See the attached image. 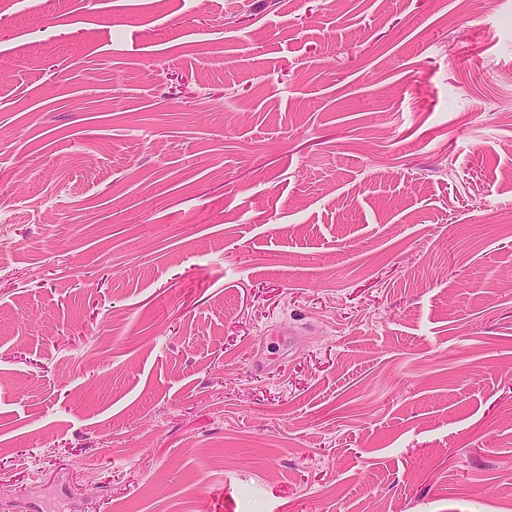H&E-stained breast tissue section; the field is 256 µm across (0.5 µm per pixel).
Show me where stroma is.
Instances as JSON below:
<instances>
[{
  "mask_svg": "<svg viewBox=\"0 0 512 512\" xmlns=\"http://www.w3.org/2000/svg\"><path fill=\"white\" fill-rule=\"evenodd\" d=\"M512 512V0H0V512Z\"/></svg>",
  "mask_w": 512,
  "mask_h": 512,
  "instance_id": "obj_1",
  "label": "stroma"
}]
</instances>
